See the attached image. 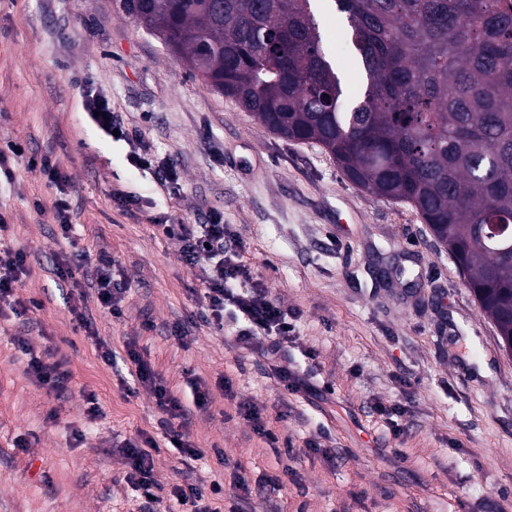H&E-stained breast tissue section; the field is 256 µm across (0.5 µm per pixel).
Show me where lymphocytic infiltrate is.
<instances>
[{"mask_svg":"<svg viewBox=\"0 0 512 512\" xmlns=\"http://www.w3.org/2000/svg\"><path fill=\"white\" fill-rule=\"evenodd\" d=\"M162 230L165 236L178 242L185 262L195 269L204 290L206 316L220 322L224 319L225 308H232L235 320L241 323L233 338L234 346L260 352L285 388L309 389L306 377L280 363L295 330V311L276 303L264 284L251 281L250 272L240 264L237 252L229 250L224 243L221 218H212L207 224H166ZM112 265L113 260L107 253L93 255L77 250L56 264L55 272L63 279L77 276L89 279L98 307L118 316L122 313L120 303L124 290L112 281ZM28 274V255L24 249L0 248V314L9 311L21 317L42 310V301L32 298L24 302L16 296L17 288L22 287ZM13 342L28 357L27 376L55 394L66 390L71 372L65 360L52 361L37 353L24 336H14ZM128 357V374L150 387L158 410L157 433L139 432L121 447L129 467L127 483L150 504L157 500L153 451L159 439L179 445L185 458L197 459L198 452L175 428L176 421L186 420L189 415L182 400L136 351H129Z\"/></svg>","mask_w":512,"mask_h":512,"instance_id":"1","label":"lymphocytic infiltrate"}]
</instances>
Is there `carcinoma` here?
<instances>
[{
	"label": "carcinoma",
	"instance_id": "cac0c4a2",
	"mask_svg": "<svg viewBox=\"0 0 512 512\" xmlns=\"http://www.w3.org/2000/svg\"><path fill=\"white\" fill-rule=\"evenodd\" d=\"M120 0L204 86L414 208L512 354V0Z\"/></svg>",
	"mask_w": 512,
	"mask_h": 512
}]
</instances>
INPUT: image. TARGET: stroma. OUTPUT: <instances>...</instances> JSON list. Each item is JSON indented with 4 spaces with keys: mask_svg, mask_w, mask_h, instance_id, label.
<instances>
[{
    "mask_svg": "<svg viewBox=\"0 0 512 512\" xmlns=\"http://www.w3.org/2000/svg\"><path fill=\"white\" fill-rule=\"evenodd\" d=\"M89 90L148 145L151 168L86 122ZM47 152L69 179L70 241L50 209L56 186L27 164ZM0 167L14 173L0 180V244L29 255L18 298L44 303L30 327L0 319V512H140L119 447L153 428L155 398L100 357L101 341L120 359L134 349L189 407L191 478L221 484L224 512H512V355L447 249L411 206L356 187L318 146L266 131L207 90L116 0H0ZM162 169L176 182L161 183ZM215 215L253 279L297 312L287 366L330 386L324 398L286 390L263 358L231 348L232 312L200 321V282L162 227ZM74 246L109 253L126 288L120 316L89 305L88 331L68 310L78 289L53 272ZM23 329L68 360L66 398L26 375L11 341ZM223 380L231 396L218 394ZM199 385L217 392L204 412ZM240 390L290 448L254 433L232 398ZM379 404L401 408L397 426ZM159 448L154 510L175 512L180 454L164 439ZM238 464L245 491L232 486Z\"/></svg>",
    "mask_w": 512,
    "mask_h": 512,
    "instance_id": "obj_1",
    "label": "stroma"
}]
</instances>
